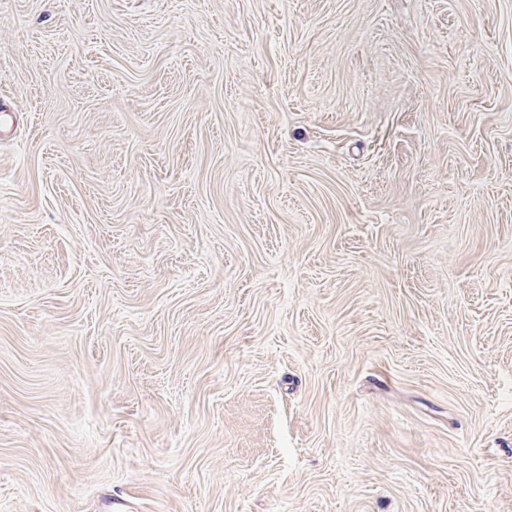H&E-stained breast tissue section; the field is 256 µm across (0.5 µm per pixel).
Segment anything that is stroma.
Listing matches in <instances>:
<instances>
[{
	"label": "stroma",
	"instance_id": "stroma-1",
	"mask_svg": "<svg viewBox=\"0 0 512 512\" xmlns=\"http://www.w3.org/2000/svg\"><path fill=\"white\" fill-rule=\"evenodd\" d=\"M0 512H512V0H0Z\"/></svg>",
	"mask_w": 512,
	"mask_h": 512
}]
</instances>
